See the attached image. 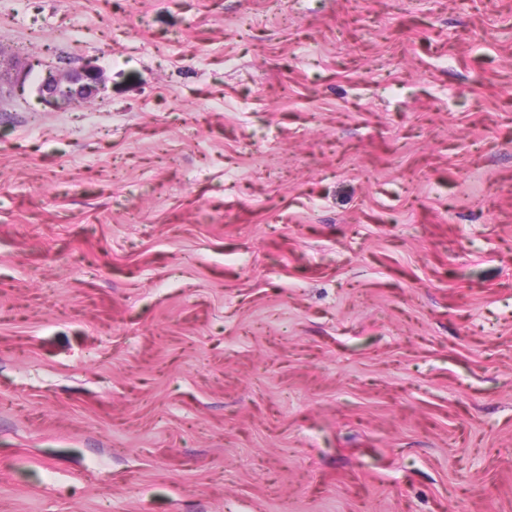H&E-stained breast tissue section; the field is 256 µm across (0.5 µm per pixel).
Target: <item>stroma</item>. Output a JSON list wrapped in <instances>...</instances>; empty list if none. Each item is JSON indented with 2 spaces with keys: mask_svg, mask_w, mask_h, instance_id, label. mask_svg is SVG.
<instances>
[{
  "mask_svg": "<svg viewBox=\"0 0 512 512\" xmlns=\"http://www.w3.org/2000/svg\"><path fill=\"white\" fill-rule=\"evenodd\" d=\"M0 49V512H512V0H0ZM101 78L99 69L91 64L65 73L47 71L37 92L46 102L65 109L76 102H91Z\"/></svg>",
  "mask_w": 512,
  "mask_h": 512,
  "instance_id": "35a3bbf8",
  "label": "stroma"
}]
</instances>
